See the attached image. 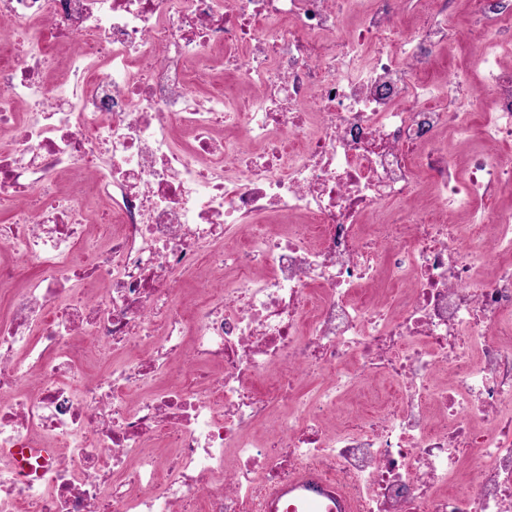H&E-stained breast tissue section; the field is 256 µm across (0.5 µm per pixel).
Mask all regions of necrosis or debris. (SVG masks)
<instances>
[{
    "label": "necrosis or debris",
    "instance_id": "necrosis-or-debris-1",
    "mask_svg": "<svg viewBox=\"0 0 512 512\" xmlns=\"http://www.w3.org/2000/svg\"><path fill=\"white\" fill-rule=\"evenodd\" d=\"M412 4L0 0V512H512V0ZM297 488L304 492V507L308 510L306 512H321L318 510L322 509L324 505L336 511L337 492L331 490L322 478L309 471L301 470L295 481L285 487L282 496H288L289 499ZM328 500L334 502V508L326 504Z\"/></svg>",
    "mask_w": 512,
    "mask_h": 512
}]
</instances>
